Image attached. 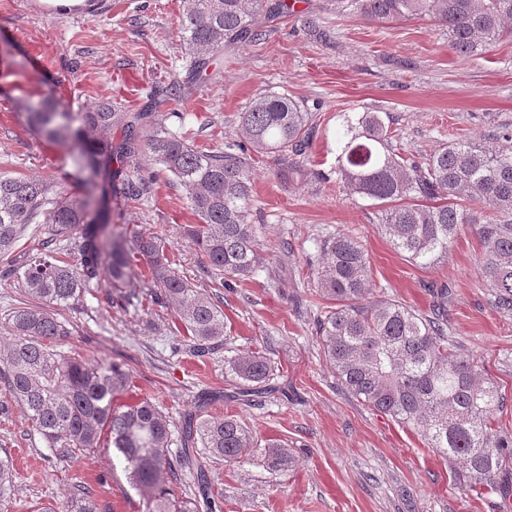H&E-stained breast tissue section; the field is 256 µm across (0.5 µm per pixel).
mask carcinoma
Masks as SVG:
<instances>
[{
	"label": "carcinoma",
	"mask_w": 512,
	"mask_h": 512,
	"mask_svg": "<svg viewBox=\"0 0 512 512\" xmlns=\"http://www.w3.org/2000/svg\"><path fill=\"white\" fill-rule=\"evenodd\" d=\"M293 8L286 0H187L179 23L186 70L201 77L216 53L260 43L268 23ZM346 8L379 22L429 18L446 31L455 55L467 60L512 39V0H347ZM160 96L180 102L185 86L177 80L152 85L136 112L105 103L74 110L39 90L18 99L26 127L66 149L84 193L72 197L45 180L0 176V288H18L28 297L8 316L11 338L0 348V382L50 448L79 456L101 447L107 435L145 512H200L215 504L212 466L253 463L289 471L295 449L274 440L254 455L251 432L233 417L189 414L177 427L150 399L114 403L128 389V371L107 358L88 363L57 351L56 342L71 335L58 309L82 300L103 277L112 285L109 304L134 305L140 291L129 284L142 277L136 262L143 257L151 302L178 312L192 351L204 356L223 345L220 303L173 267L157 238L139 237L128 246L123 233L110 229L111 203L129 206L151 193L154 177L144 174L143 160L152 161L185 187L197 220L187 233L209 266L223 273V285L248 281L263 268L250 222L248 154L273 159L276 176L290 187L326 178L312 169L320 105L269 90L240 113L241 141L205 152L187 142L182 126L155 118ZM401 140L379 112L346 117L337 132L336 183L377 206L393 248L420 268L448 257L464 226L473 228L489 304L511 320L512 126L498 129L494 148L448 140L416 157ZM31 224L45 225L43 234L16 250ZM317 252L318 285L330 306L317 316L315 332L338 381L369 409L420 433L454 468L461 490L503 489L512 470V434L493 421L505 396L452 336L448 286H431V304L422 312L372 287L368 255L352 235L328 233L317 241ZM227 364L247 403L274 376L261 351ZM176 433L182 452L173 456ZM182 477L202 499L174 494ZM15 480L11 458L1 456V503ZM62 512H100V506L78 481Z\"/></svg>",
	"instance_id": "obj_1"
}]
</instances>
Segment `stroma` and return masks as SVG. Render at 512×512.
I'll return each instance as SVG.
<instances>
[{
  "mask_svg": "<svg viewBox=\"0 0 512 512\" xmlns=\"http://www.w3.org/2000/svg\"><path fill=\"white\" fill-rule=\"evenodd\" d=\"M185 6L186 0H88L81 8L50 9L41 0H0V173L53 180L79 192L65 150L33 134L19 115L14 99L22 85L54 87L63 102L86 109L107 102L131 107L142 88L179 80L185 100L160 98L153 110L169 126L172 111L187 113L184 131L204 151L238 139L239 115L255 96L285 91L321 103L312 157L328 175L336 164V129L356 112L389 113L404 148L416 155L448 138L485 141L501 125H512V41L464 61L429 20L380 24L348 15L339 0H297L261 44L225 52L198 80L181 60ZM312 23L328 31L327 40L309 31ZM252 170L251 219L264 269L236 288L221 287V275L185 233L195 221L187 191L166 173H158L148 200L125 207L118 222L129 239L161 238L181 274L219 295L228 338L221 350L202 359L191 355L172 310L111 307L105 278L62 309L71 334L58 350L123 363L133 377L123 401L154 399L177 422L209 393L208 413L235 416L257 445L281 439L294 446L299 462L287 473L258 465L214 467L217 512H512V499L457 489L447 462L413 429L351 396L315 334L314 319L326 301L318 290L314 243L324 233L347 231L363 244L377 285L412 308L427 310L429 286L448 285L453 334L505 393L507 406L497 419L511 433L512 320L488 304L473 232L462 231L447 259L418 268L393 248L370 201L340 189L330 176L294 189L278 181L271 159L256 158ZM258 348L276 374L270 393L244 406L232 396L236 382L224 360ZM0 404L9 408L0 413V455H10L18 473L0 512L64 503L77 479L92 487L106 512H141L112 448L64 457L46 447L1 388Z\"/></svg>",
  "mask_w": 512,
  "mask_h": 512,
  "instance_id": "obj_1",
  "label": "stroma"
}]
</instances>
